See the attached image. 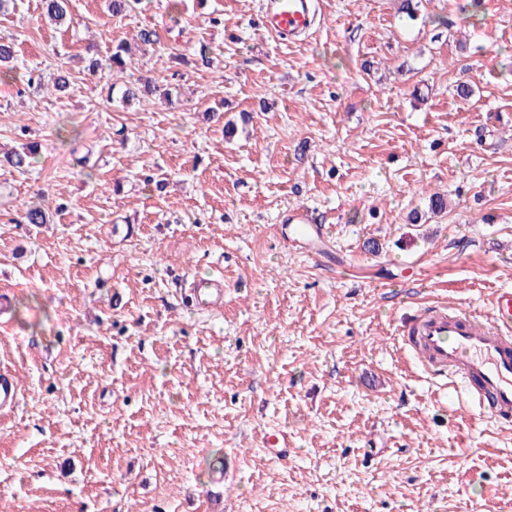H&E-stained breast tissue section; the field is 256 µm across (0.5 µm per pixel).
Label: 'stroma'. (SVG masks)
Listing matches in <instances>:
<instances>
[{
  "label": "stroma",
  "instance_id": "35a3bbf8",
  "mask_svg": "<svg viewBox=\"0 0 512 512\" xmlns=\"http://www.w3.org/2000/svg\"><path fill=\"white\" fill-rule=\"evenodd\" d=\"M320 2L294 43L259 0L0 11L45 83L0 82V148L41 145L28 174L0 167L21 385L0 512H512V430L395 341L422 303L484 313L512 289V0ZM144 29L131 72L157 91L125 108L84 66ZM435 192L446 212L410 223ZM39 198L49 223H19ZM299 206L329 217L321 256L283 237ZM218 260L223 308L186 307ZM40 16L55 25H64L69 16L68 0H41Z\"/></svg>",
  "mask_w": 512,
  "mask_h": 512
}]
</instances>
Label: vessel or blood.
<instances>
[{
    "label": "vessel or blood",
    "mask_w": 512,
    "mask_h": 512,
    "mask_svg": "<svg viewBox=\"0 0 512 512\" xmlns=\"http://www.w3.org/2000/svg\"><path fill=\"white\" fill-rule=\"evenodd\" d=\"M312 0H263L264 27L288 40L312 27ZM292 236L319 247L328 233L308 207L286 210L282 218ZM192 300L206 310L224 305V274L215 269L206 280L193 283ZM404 346L430 378L461 388L471 411L501 429L512 428V290H498L490 310L481 314L462 305H423L399 332ZM20 401V387L12 373L0 371V410Z\"/></svg>",
    "instance_id": "vessel-or-blood-1"
}]
</instances>
